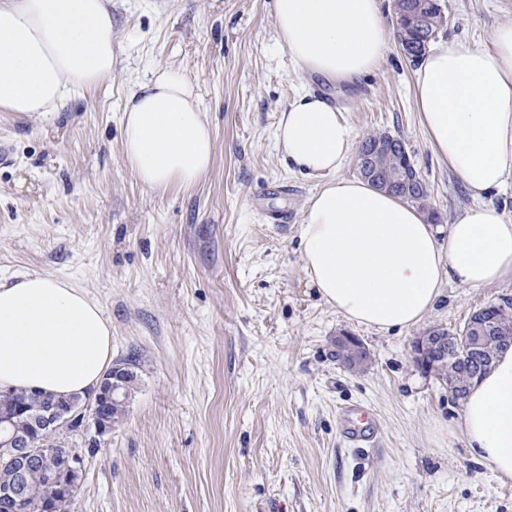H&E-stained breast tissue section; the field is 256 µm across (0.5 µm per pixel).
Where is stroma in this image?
<instances>
[{"instance_id":"35a3bbf8","label":"stroma","mask_w":512,"mask_h":512,"mask_svg":"<svg viewBox=\"0 0 512 512\" xmlns=\"http://www.w3.org/2000/svg\"><path fill=\"white\" fill-rule=\"evenodd\" d=\"M273 0H112V77L49 120L0 112V278L67 280L102 307L112 359L140 382L111 432L62 433L88 453L69 512H512L500 483L452 430L462 401L418 370L410 343L512 308V283L444 284L410 329L379 333L328 306L301 254L314 181L288 169L273 132L300 92L326 96L356 134L400 138L448 221L473 199L432 154L414 105L415 61L390 41L353 84L299 79L275 44ZM445 36L490 43L512 0H439ZM135 28L137 44L123 35ZM182 68L215 132L209 172L155 192L120 144L130 90L150 66ZM369 354L350 371L339 335ZM369 410L376 446L355 447L337 411ZM97 448H90V441Z\"/></svg>"}]
</instances>
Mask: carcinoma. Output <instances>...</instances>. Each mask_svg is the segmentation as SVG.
I'll list each match as a JSON object with an SVG mask.
<instances>
[{
    "label": "carcinoma",
    "instance_id": "1",
    "mask_svg": "<svg viewBox=\"0 0 512 512\" xmlns=\"http://www.w3.org/2000/svg\"><path fill=\"white\" fill-rule=\"evenodd\" d=\"M393 21L395 22V34L403 51L420 56L425 52L429 42L438 32L444 29L447 18L440 5L430 4V0H393ZM392 139L387 134H368L361 141L358 153L370 154L379 144ZM397 146L393 157L378 153L374 155L375 161L367 164H358V170L362 177L373 186L380 189H388L404 200L422 206L420 197L412 191L400 185V174L406 164L411 163L402 150L400 141H395ZM478 318L488 321L496 326V330L504 333H512V311L508 312L501 306L490 308L481 312ZM125 362L135 366L137 375L129 377L124 392L126 396L112 402L109 407V415L112 422L116 423L125 415L128 401L135 393L141 372L142 363L139 358L131 356ZM471 375V369L467 365L447 362L437 369V376L444 382L457 381L461 384L467 382ZM52 395L42 391L25 389L0 390V410L12 411L22 408L29 414L39 412L50 400ZM68 457V450L62 446L45 450L41 461L29 469L23 481V498L25 512H44L46 502L51 497L55 486L53 480L63 478V470Z\"/></svg>",
    "mask_w": 512,
    "mask_h": 512
}]
</instances>
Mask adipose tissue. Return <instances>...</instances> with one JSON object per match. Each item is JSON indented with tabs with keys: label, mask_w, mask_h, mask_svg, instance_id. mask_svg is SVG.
<instances>
[{
	"label": "adipose tissue",
	"mask_w": 512,
	"mask_h": 512,
	"mask_svg": "<svg viewBox=\"0 0 512 512\" xmlns=\"http://www.w3.org/2000/svg\"><path fill=\"white\" fill-rule=\"evenodd\" d=\"M275 39L302 77L354 83L384 56L381 0H274ZM105 0H0V112L47 117L111 78ZM414 102L432 153L478 202L430 224L400 197L337 172L356 140L345 112L311 92L281 112L274 139L290 168L317 179L305 207L306 274L347 321L390 333L421 322L443 280L512 281V217L488 195L512 181V22L489 45L438 37L414 72ZM124 160L145 187H192L215 136L195 83L158 65L126 101ZM112 366V329L71 282L19 271L0 281V387L58 397L96 389ZM481 464L512 481V349L464 398L455 423Z\"/></svg>",
	"instance_id": "ef3b65f1"
}]
</instances>
